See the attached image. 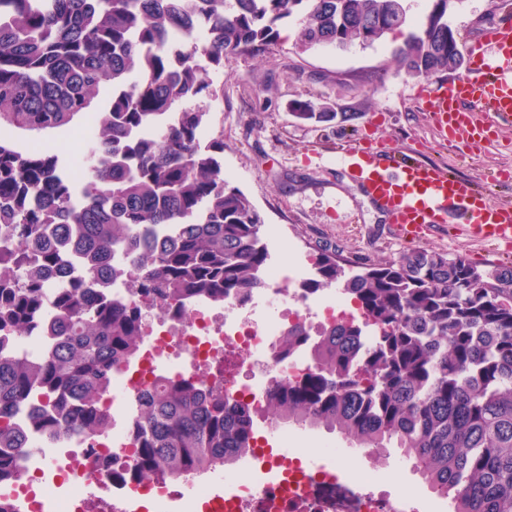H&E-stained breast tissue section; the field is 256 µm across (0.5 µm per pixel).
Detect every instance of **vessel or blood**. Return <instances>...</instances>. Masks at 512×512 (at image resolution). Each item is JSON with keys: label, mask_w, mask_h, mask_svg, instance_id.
Here are the masks:
<instances>
[{"label": "vessel or blood", "mask_w": 512, "mask_h": 512, "mask_svg": "<svg viewBox=\"0 0 512 512\" xmlns=\"http://www.w3.org/2000/svg\"><path fill=\"white\" fill-rule=\"evenodd\" d=\"M468 59L466 74L440 82L436 92H423L420 99L444 139L473 151L488 135L475 113L512 116V19L491 22L470 44ZM341 162L390 216L399 238L415 241L458 224L482 241L512 246V204L489 200L474 181L369 146L346 153Z\"/></svg>", "instance_id": "obj_1"}]
</instances>
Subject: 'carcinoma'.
<instances>
[{"instance_id":"cac0c4a2","label":"carcinoma","mask_w":512,"mask_h":512,"mask_svg":"<svg viewBox=\"0 0 512 512\" xmlns=\"http://www.w3.org/2000/svg\"><path fill=\"white\" fill-rule=\"evenodd\" d=\"M435 0L420 34L395 49L410 78L459 71L467 62ZM299 17L308 50L369 47L409 23L407 0H0V130L67 126L112 81L85 158L89 177L45 147L0 136V482L20 476L29 438L12 424L33 392L37 423L53 433L97 432L112 369L139 349L141 310L91 286L112 269V247L134 273L131 293L182 308L196 298L241 302L265 287L261 213L198 145L217 96L208 70L224 55H259L279 26ZM293 115L348 122L347 112ZM54 225L52 235L46 227ZM171 226L175 236L161 237ZM71 241L87 279L56 288L57 243ZM303 294L332 285L363 319L323 328L300 378L271 385L270 428L338 432L355 448L401 449L448 512H512V262L479 269L462 257L416 250L397 260L348 261L324 250ZM42 309L57 341L39 357L4 352ZM288 327L283 358L305 341ZM131 472L193 480L237 465L255 439L250 405L195 379L162 376L140 397Z\"/></svg>"}]
</instances>
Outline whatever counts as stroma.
<instances>
[{
	"mask_svg": "<svg viewBox=\"0 0 512 512\" xmlns=\"http://www.w3.org/2000/svg\"><path fill=\"white\" fill-rule=\"evenodd\" d=\"M506 2L450 0L448 23L460 49H467ZM297 24L294 18L285 23V36L272 45L267 58L226 55L223 66L210 72L223 94L206 103L207 138L224 142L217 160L230 183L264 217L269 265L288 269L301 280L312 278L314 262L325 247L338 250L347 260L374 263L423 249L480 266L512 262V252L456 230H433L412 243L394 239L387 217L344 169L316 158L321 151L343 155L347 146L359 141L378 148L411 149L420 161L478 182L491 201L512 203V182L493 179L497 172L512 170V121L478 113V121L490 127L481 147L470 151L449 143L417 102L432 80L405 76L393 59L392 51L403 43L404 34L344 52H301L293 37ZM297 100L350 112L354 118L330 124L302 122L290 113ZM84 126L80 116L61 129L36 136L16 130L11 137L22 146L39 139L69 164L88 153V143L79 137Z\"/></svg>",
	"mask_w": 512,
	"mask_h": 512,
	"instance_id": "35a3bbf8",
	"label": "stroma"
}]
</instances>
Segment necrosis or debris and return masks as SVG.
Returning <instances> with one entry per match:
<instances>
[{
    "mask_svg": "<svg viewBox=\"0 0 512 512\" xmlns=\"http://www.w3.org/2000/svg\"><path fill=\"white\" fill-rule=\"evenodd\" d=\"M264 278L260 299L246 303L198 299L179 310L135 298L146 312L139 350L112 371V388L98 405L103 427L92 435L51 438L36 427L30 410H16L13 422L28 435L32 451L21 477L0 483V501H23L27 512H92L84 485L103 482L112 487V512H411L410 493H380L390 481L387 469L375 462L345 465V451L335 441L313 449L285 428L257 436L240 466L218 483L208 476L148 481L127 468L137 398L159 375L193 377L261 408L270 381L301 375L310 363L304 348L275 358L289 325L300 323L314 333L361 316L343 291L310 298L275 266Z\"/></svg>",
    "mask_w": 512,
    "mask_h": 512,
    "instance_id": "necrosis-or-debris-1",
    "label": "necrosis or debris"
}]
</instances>
